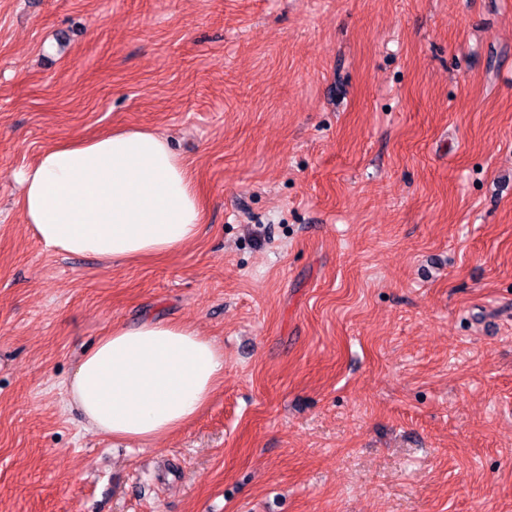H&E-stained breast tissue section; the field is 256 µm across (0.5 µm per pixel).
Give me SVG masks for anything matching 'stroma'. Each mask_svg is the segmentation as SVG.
<instances>
[{"instance_id":"obj_1","label":"stroma","mask_w":512,"mask_h":512,"mask_svg":"<svg viewBox=\"0 0 512 512\" xmlns=\"http://www.w3.org/2000/svg\"><path fill=\"white\" fill-rule=\"evenodd\" d=\"M114 127L201 187L164 259L16 204ZM149 317L223 385L152 445L85 429L60 382ZM0 512H512V0H0Z\"/></svg>"}]
</instances>
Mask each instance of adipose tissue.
<instances>
[{"mask_svg": "<svg viewBox=\"0 0 512 512\" xmlns=\"http://www.w3.org/2000/svg\"><path fill=\"white\" fill-rule=\"evenodd\" d=\"M26 223L55 251L107 261L161 259L193 242L199 188L162 135L109 130L46 147L18 176ZM224 383V351L189 323L112 324L61 381L97 433L149 445L188 427Z\"/></svg>", "mask_w": 512, "mask_h": 512, "instance_id": "ef3b65f1", "label": "adipose tissue"}]
</instances>
